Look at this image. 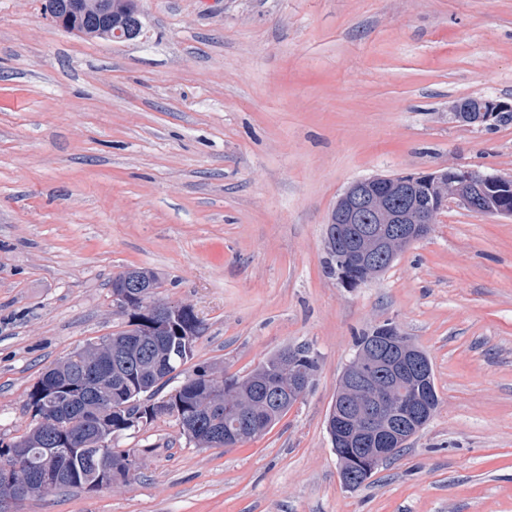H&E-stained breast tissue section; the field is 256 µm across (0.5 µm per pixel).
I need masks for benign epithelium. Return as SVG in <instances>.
I'll list each match as a JSON object with an SVG mask.
<instances>
[{"label": "benign epithelium", "instance_id": "1", "mask_svg": "<svg viewBox=\"0 0 512 512\" xmlns=\"http://www.w3.org/2000/svg\"><path fill=\"white\" fill-rule=\"evenodd\" d=\"M93 18L94 26L79 24V20ZM47 19L56 27L79 35L91 32L111 42L136 39L142 30L140 12L130 11L120 19L113 17L112 0H51ZM507 105L490 99L476 103L460 102L453 106L456 119L470 125L491 124ZM447 198L464 207L482 211L484 199L489 195H508L512 179L479 173L474 170H458L450 167ZM435 178L433 174L373 176L352 183L339 198L330 217L328 238L336 242V257L344 267L370 272L382 260L398 255L399 249L410 246L426 236L434 223L435 209L419 202L408 187L422 180ZM371 213L377 223L388 225L385 232L368 233L360 237L351 234V225L361 222L362 215ZM158 284L145 283L130 277L118 280V290L113 299L118 307L127 312L136 306L166 329L173 326V318L184 305L155 302ZM384 343L391 347L387 355L373 347L356 354L341 380L343 384L344 413L336 421V438L354 444L362 439L372 443L370 448H347L346 455L367 464L392 454L390 439L384 433L390 430L392 410L408 414L415 426L422 428L432 416L430 405L417 403L408 395L410 383L425 374L419 349L407 338L387 336ZM27 449L14 453L16 462L0 466V483L7 486L11 498L22 500L46 493L59 475L49 468L25 473Z\"/></svg>", "mask_w": 512, "mask_h": 512}]
</instances>
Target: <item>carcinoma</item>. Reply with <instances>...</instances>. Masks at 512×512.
I'll list each match as a JSON object with an SVG mask.
<instances>
[{
	"label": "carcinoma",
	"instance_id": "obj_1",
	"mask_svg": "<svg viewBox=\"0 0 512 512\" xmlns=\"http://www.w3.org/2000/svg\"><path fill=\"white\" fill-rule=\"evenodd\" d=\"M419 201L440 211L444 208L437 187L414 185ZM178 325L184 335L173 330L161 333L152 321L136 308L128 313L127 328L99 343L70 352L42 373L61 385H73L72 402L56 405L46 401L38 385H33L26 410L32 421L53 417L61 433L77 435L78 449L52 457L53 468L64 480L56 489L90 490V484L102 478L107 485L128 480L130 471H138L134 451L112 447V439L134 431L161 416L176 419L180 432L198 448H228L227 442L215 443L213 429H235L236 411L249 416L245 433L249 439L269 432L288 412L292 403L276 402L265 392L272 383L279 395H288V380L313 378L318 369L317 358L306 347L293 349L295 364L286 372L281 368L280 353L244 376L226 375L216 366H199L165 398L155 395L172 379V374L191 359L196 341L206 325L196 315L185 314ZM224 384V394L210 396L206 392L208 378ZM18 443L28 448L30 466L39 468L46 457V434L31 427Z\"/></svg>",
	"mask_w": 512,
	"mask_h": 512
}]
</instances>
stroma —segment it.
Wrapping results in <instances>:
<instances>
[{
    "label": "stroma",
    "mask_w": 512,
    "mask_h": 512,
    "mask_svg": "<svg viewBox=\"0 0 512 512\" xmlns=\"http://www.w3.org/2000/svg\"><path fill=\"white\" fill-rule=\"evenodd\" d=\"M113 44L0 0V439L70 352L123 330L113 275L207 330L190 362L245 375L304 346L318 370L264 436L201 449L165 416L115 437L141 468L13 512H512V218L449 203L372 281L344 287L326 226L361 178L451 167L512 178V0H138ZM389 323L428 355L439 404L345 487L326 431L355 338ZM511 107L490 99H478L476 105L465 101L455 103L452 111L454 117L462 122L484 126L491 124L499 112Z\"/></svg>",
    "instance_id": "1"
}]
</instances>
